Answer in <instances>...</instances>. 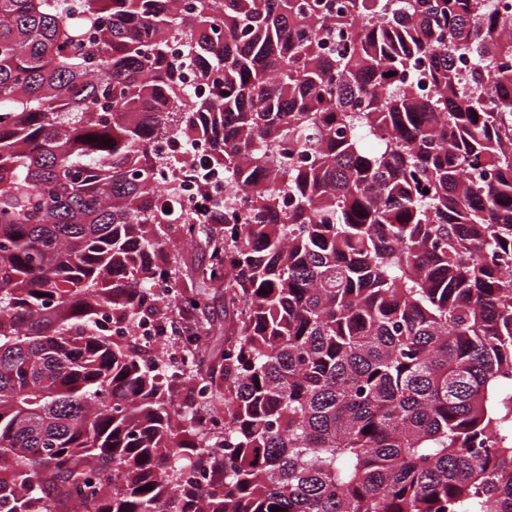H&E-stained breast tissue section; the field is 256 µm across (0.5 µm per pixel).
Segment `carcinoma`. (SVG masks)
Returning a JSON list of instances; mask_svg holds the SVG:
<instances>
[{"label":"carcinoma","mask_w":512,"mask_h":512,"mask_svg":"<svg viewBox=\"0 0 512 512\" xmlns=\"http://www.w3.org/2000/svg\"><path fill=\"white\" fill-rule=\"evenodd\" d=\"M64 3L0 0V512H512V0ZM177 237L172 378L98 317L208 310ZM210 204V198L208 200L203 198L198 193L193 182L186 183L178 198V209L181 217L183 220H188L190 223H196L195 218L199 217ZM179 258H184L193 270L197 265L204 264L207 261L208 251H206V247L204 245L197 242L193 247L180 250ZM192 270L187 274L185 267L183 265H179L180 281L182 283H187L189 287H191L192 284L197 287L200 280L198 279V274H194Z\"/></svg>","instance_id":"carcinoma-1"}]
</instances>
